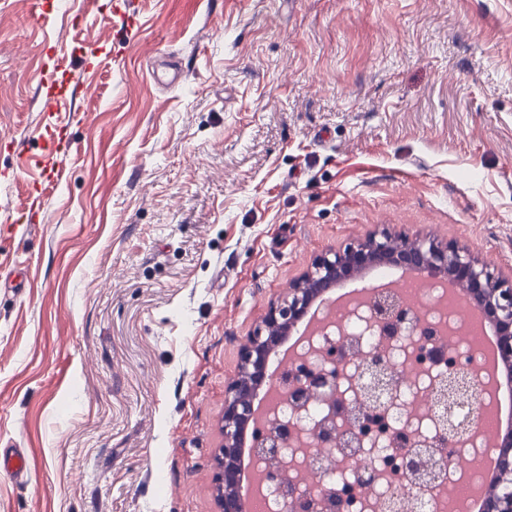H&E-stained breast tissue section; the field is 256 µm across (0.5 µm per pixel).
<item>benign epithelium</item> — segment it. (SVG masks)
Instances as JSON below:
<instances>
[{
    "label": "benign epithelium",
    "mask_w": 512,
    "mask_h": 512,
    "mask_svg": "<svg viewBox=\"0 0 512 512\" xmlns=\"http://www.w3.org/2000/svg\"><path fill=\"white\" fill-rule=\"evenodd\" d=\"M377 264L419 272L433 279L450 277L467 292L471 302L482 309L494 322L498 336L497 352L502 364L512 367V275L496 274L473 257L458 243L442 244L430 237L396 234L388 230L375 232L363 240L349 242L313 257L303 275L288 288L286 295L274 302L262 321L253 329L239 350L238 375L224 392V443L221 446L214 476L221 491L220 512H240L237 459L244 434L250 436V447L270 457H277L288 445L286 430H274L256 418V395L259 388L280 382V375L269 371V363L282 337L289 335L311 312L317 300L341 283L355 281L364 271ZM406 312L384 298L375 311V321L384 317L402 319ZM431 328L422 326L419 335L411 338L417 358L430 357ZM350 344L346 340L328 341L319 348L321 357L288 371L290 377H302L295 384L293 397L303 405L313 397H326L332 407H340L343 397L351 390L371 381V397L376 398L389 387L392 377L401 367L386 364L375 356L350 372L347 357ZM424 391L434 402L444 406V414L436 422L435 434L418 433L415 442L396 464L398 470L420 478L435 480L424 470L426 458L435 449L448 445L462 447L466 439L458 436V426L452 408L458 397L466 394L472 399L471 410L477 412V384L454 353H448V371L429 376ZM319 433L315 442L327 447L336 441V428L327 420L317 423ZM356 482L371 475L369 457L355 453L348 461ZM484 512H512V434L506 437L499 450V471L496 486L486 497Z\"/></svg>",
    "instance_id": "7a95c632"
}]
</instances>
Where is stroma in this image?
Returning <instances> with one entry per match:
<instances>
[{"mask_svg": "<svg viewBox=\"0 0 512 512\" xmlns=\"http://www.w3.org/2000/svg\"><path fill=\"white\" fill-rule=\"evenodd\" d=\"M0 6V227L47 46L94 92L34 232L0 237V512H219L224 388L312 258L381 229L512 272V0ZM0 467L11 478L24 480L28 475L26 452L19 448H0Z\"/></svg>", "mask_w": 512, "mask_h": 512, "instance_id": "1", "label": "stroma"}]
</instances>
